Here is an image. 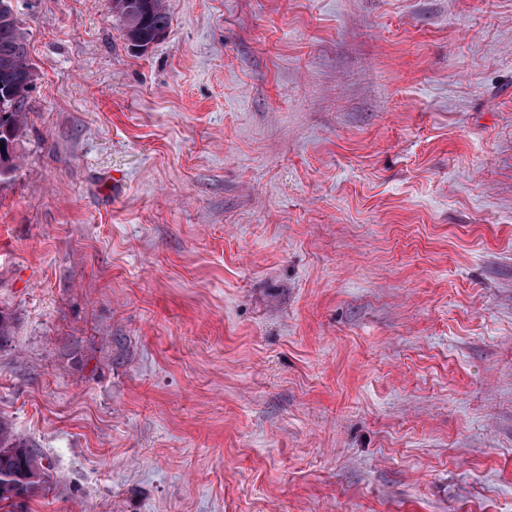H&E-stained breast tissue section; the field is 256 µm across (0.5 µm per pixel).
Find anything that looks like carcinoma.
Listing matches in <instances>:
<instances>
[{
    "mask_svg": "<svg viewBox=\"0 0 512 512\" xmlns=\"http://www.w3.org/2000/svg\"><path fill=\"white\" fill-rule=\"evenodd\" d=\"M129 8L137 13L136 23L124 25L131 46L155 44L170 27V17L163 0H150L142 9L139 0H131ZM33 70L25 32L13 10L11 0H0V176L17 168L16 150L25 135ZM50 466L26 441L16 437L7 424L0 421V512H12L31 497L50 488ZM31 472L38 479H28Z\"/></svg>",
    "mask_w": 512,
    "mask_h": 512,
    "instance_id": "obj_1",
    "label": "carcinoma"
}]
</instances>
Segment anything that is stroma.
Listing matches in <instances>:
<instances>
[{"label": "stroma", "instance_id": "1", "mask_svg": "<svg viewBox=\"0 0 512 512\" xmlns=\"http://www.w3.org/2000/svg\"><path fill=\"white\" fill-rule=\"evenodd\" d=\"M13 0L18 512H512V0ZM111 11L118 15L126 18L131 23L127 25L122 20L125 35L128 42L132 47L137 46V43L144 44H155L163 39L170 27V17L164 7L163 0H151L150 6L143 10L138 0H132L129 4V8L133 10V13H138L136 23L134 17L128 12L127 2L124 0H109ZM50 466L26 441L16 437L0 420V511L22 505L32 496L50 488ZM31 472L37 480L28 479Z\"/></svg>", "mask_w": 512, "mask_h": 512}]
</instances>
